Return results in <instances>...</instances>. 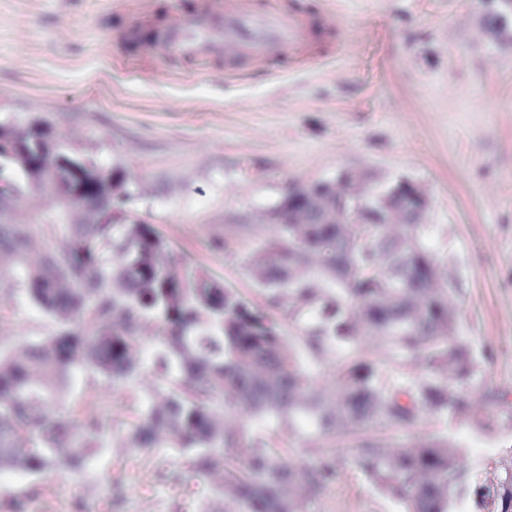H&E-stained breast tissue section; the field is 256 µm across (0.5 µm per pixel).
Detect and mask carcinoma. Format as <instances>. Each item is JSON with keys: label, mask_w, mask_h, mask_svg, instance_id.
<instances>
[{"label": "carcinoma", "mask_w": 512, "mask_h": 512, "mask_svg": "<svg viewBox=\"0 0 512 512\" xmlns=\"http://www.w3.org/2000/svg\"><path fill=\"white\" fill-rule=\"evenodd\" d=\"M43 125L27 130V163L52 219L41 233L0 222V260L12 274L0 293L20 285L28 300L58 320V330L20 354L0 353V469L42 476L77 469L100 426H75L62 412L78 368L112 383L137 372L142 325L163 336L151 360L156 386L147 394L124 448H181L197 471L216 474L224 512H309L311 496L332 474L327 464L291 466L266 437L241 434L218 419V405L241 408L290 430L312 422L309 439L357 436L350 464L405 512H451L453 496L471 490L482 512H512V453L493 480L475 473L464 449L446 438L388 446L368 431L414 423L421 412H466L492 422L485 406L466 407L459 390L483 382V370L459 331L454 288L434 254L413 235L380 224H340L327 190L305 223L276 225L277 235L250 258L270 304L303 322L289 343L280 324L207 270L178 261L151 224L123 217L125 201L105 199L85 176L83 157L69 170L43 160ZM0 172L29 191L27 171ZM69 196L92 209L90 224H71L57 205ZM384 345L412 377L390 378L362 350L365 336ZM344 355L327 396L304 359Z\"/></svg>", "instance_id": "carcinoma-1"}]
</instances>
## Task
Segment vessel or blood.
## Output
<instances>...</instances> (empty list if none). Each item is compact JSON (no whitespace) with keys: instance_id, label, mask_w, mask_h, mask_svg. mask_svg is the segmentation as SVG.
<instances>
[{"instance_id":"1","label":"vessel or blood","mask_w":512,"mask_h":512,"mask_svg":"<svg viewBox=\"0 0 512 512\" xmlns=\"http://www.w3.org/2000/svg\"><path fill=\"white\" fill-rule=\"evenodd\" d=\"M155 36L182 57L217 55L225 41H237L239 58L226 64L231 72L240 71L242 62L256 64L276 51L303 65L311 61L306 48L311 38L308 17L289 6L275 13L261 12L254 0H224L221 11L200 10L162 27Z\"/></svg>"}]
</instances>
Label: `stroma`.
<instances>
[{"label":"stroma","instance_id":"35a3bbf8","mask_svg":"<svg viewBox=\"0 0 512 512\" xmlns=\"http://www.w3.org/2000/svg\"><path fill=\"white\" fill-rule=\"evenodd\" d=\"M203 0H0V121L46 123L72 151L125 174L131 219L166 237L176 257L265 306L250 255L273 238L290 187L362 174L370 188L401 179L427 193L421 229L448 265L460 332L502 395L497 420L421 414L381 431L401 443L445 437L492 477L512 451V27L481 32L491 0H264L289 3L314 28L313 63L287 54L231 74L224 57L171 62L131 30L194 14ZM223 250H215V240ZM22 292L0 295V345L54 331ZM141 374L112 385L77 371L65 403L102 442L76 474L27 476L5 495L16 512H217L194 459L122 441L148 389ZM312 512H404L350 465L315 494Z\"/></svg>","mask_w":512,"mask_h":512}]
</instances>
